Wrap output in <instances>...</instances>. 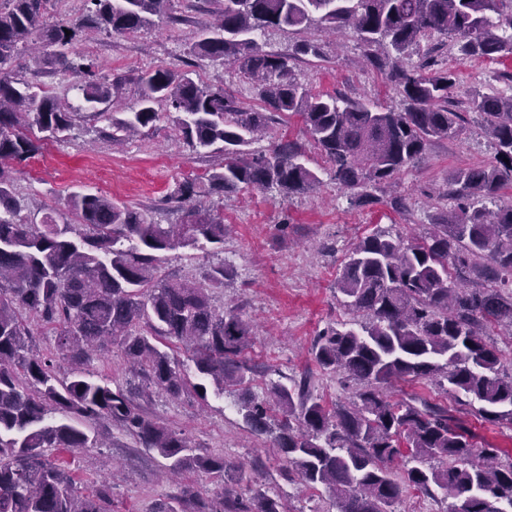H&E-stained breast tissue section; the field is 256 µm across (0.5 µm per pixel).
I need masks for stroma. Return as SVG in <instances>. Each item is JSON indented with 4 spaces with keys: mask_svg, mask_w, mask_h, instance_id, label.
Returning a JSON list of instances; mask_svg holds the SVG:
<instances>
[{
    "mask_svg": "<svg viewBox=\"0 0 512 512\" xmlns=\"http://www.w3.org/2000/svg\"><path fill=\"white\" fill-rule=\"evenodd\" d=\"M211 21L203 2L193 6L188 0H173L169 15L157 19L153 26L130 35L96 31L79 42L77 49L96 62L97 76H126L121 100L128 108L139 96L135 77L140 71L161 65L178 67L187 61L204 83L224 86L241 107H257L252 85L236 64L190 58V44ZM303 36L319 43L324 57L297 64L295 73L301 83L381 108L402 109L401 97L368 65L352 30L332 33L314 23ZM437 56L456 76L453 97L457 111L464 116V130L459 137L431 142L423 160L383 190L384 200L405 197L407 210L393 211L384 200L354 205L349 192L336 185L329 165L295 116L271 124L250 148L264 151L283 139L301 143L303 161L316 172L319 184L288 199L274 191L255 190L208 197V204L224 218L223 250L179 248L167 252L161 269L167 277L200 283L212 264L222 261L234 267L235 276L215 291L213 303L221 311H239L253 327L247 357L256 369L252 388L256 397H263L269 382L308 373L315 394L327 403L354 400L355 385L345 383L340 374L320 370L312 354L319 331L349 318L336 290L346 252L375 232L421 235L432 217L451 207L439 197L449 176L493 160V145L468 103V94L494 74L512 73V58L462 61L446 48ZM14 69L19 78L79 105L68 140L48 143L42 156L19 166L15 185L23 217L40 223L59 198L80 191L147 211L161 224L182 221V212L167 203V196L185 178L205 176L219 164V157L192 151L164 116L149 134L112 141L107 135V119L84 103L77 78L60 70L36 68L26 51L17 57ZM238 398L232 388L220 395L208 393L203 400L191 391L176 400L156 391L147 408L155 419L182 431L197 453H220L226 461L245 469L250 480L234 485L235 493L247 496L256 489L265 491L280 500L284 512H336L330 493L309 488L288 471L272 434L254 433L243 424ZM96 433L99 447L77 451L74 467L88 487L113 471L122 472V480L112 488V512H150L154 503L177 495L184 484L212 495L220 490L212 478L194 472L177 480L169 478L165 460L156 451L141 448L118 426L100 425Z\"/></svg>",
    "mask_w": 512,
    "mask_h": 512,
    "instance_id": "stroma-1",
    "label": "stroma"
}]
</instances>
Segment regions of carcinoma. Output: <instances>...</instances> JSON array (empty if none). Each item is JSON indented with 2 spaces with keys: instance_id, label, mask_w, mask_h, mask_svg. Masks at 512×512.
<instances>
[{
  "instance_id": "obj_1",
  "label": "carcinoma",
  "mask_w": 512,
  "mask_h": 512,
  "mask_svg": "<svg viewBox=\"0 0 512 512\" xmlns=\"http://www.w3.org/2000/svg\"><path fill=\"white\" fill-rule=\"evenodd\" d=\"M49 2L0 6V512H112V483L102 479L86 494L64 459L95 447L91 433L100 421L157 451L173 474L241 482L243 473L224 457L192 453L185 438L137 402L153 390L177 398L191 387L205 397L206 387L191 384L183 364L159 347L162 340L187 346L194 373L217 393L237 388L238 412L253 431L271 432L273 413H280L275 447L305 484L333 492L337 512H392L405 490L430 494L434 487L451 500L448 512H512V462H497L505 449L477 444L445 405L416 396L392 400L383 392L396 381H434L480 418L512 424V371L487 341L489 325L512 328V289L501 287L512 278V204L497 203L512 184V95L491 86L471 97L495 155L488 165L452 174L444 198L457 207L437 214L413 240L375 233L346 256L336 289L347 311L369 320L357 329L344 321L328 325L312 353L321 370L341 371L360 385L351 405L328 408L307 373L290 386L270 383L263 400L253 397V369L243 359L251 324L211 303L210 291L224 287L233 268L222 261L211 266L204 285L160 275L168 251L224 245V219L198 205L204 194L275 188L290 197L319 182L300 162L303 149L295 141L267 152L246 149L276 119L302 118L356 205L380 202L373 191L418 164L432 141L459 134L464 117L451 99L454 74L437 67L434 56L399 65L373 48L383 45L409 60L421 40L438 36L461 60L512 55V0H204L217 25L197 35L190 54L237 63L254 86L257 109L239 107L224 87L203 84L190 69L158 66L137 78L135 108L111 112L122 81L95 79L92 64L80 65L88 74L80 84L83 100L108 110L112 140L154 126L163 105L189 148L222 156L205 180H185L170 193L185 219L167 225L92 193L62 202L72 222L59 224L51 212L40 224L21 217L12 163L41 150V139L26 130L64 141L77 112L15 76L18 46L36 37L38 65L69 69L74 64L65 50L85 29L136 32L165 15L171 0H84L78 22L45 25ZM315 21L333 32L352 29L403 109H373L301 84L294 62L322 57L313 43L280 54L250 38ZM35 319L58 326L56 351L73 365L68 375L57 376L51 359L31 353ZM116 341L143 381L137 392L86 370L99 347ZM398 459L401 479L390 468ZM427 459L444 466L425 469ZM174 500L177 506L152 512H282L277 499L259 490L245 501L217 493L209 503L186 486Z\"/></svg>"
}]
</instances>
